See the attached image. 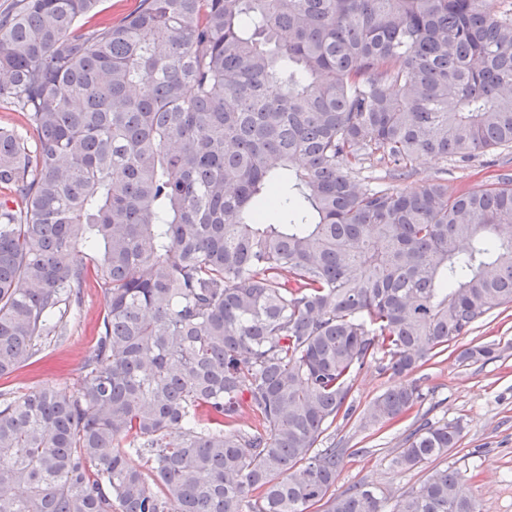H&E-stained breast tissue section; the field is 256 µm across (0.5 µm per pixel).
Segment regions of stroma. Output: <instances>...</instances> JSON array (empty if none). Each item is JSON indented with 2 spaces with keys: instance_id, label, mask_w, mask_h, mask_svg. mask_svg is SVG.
<instances>
[{
  "instance_id": "35a3bbf8",
  "label": "stroma",
  "mask_w": 512,
  "mask_h": 512,
  "mask_svg": "<svg viewBox=\"0 0 512 512\" xmlns=\"http://www.w3.org/2000/svg\"><path fill=\"white\" fill-rule=\"evenodd\" d=\"M501 173L512 174V146L466 162L455 157L427 156L417 163L415 173L403 180L391 178L385 163L368 162L356 179L365 187L399 191L416 190L431 180L443 181L452 190H471ZM107 307L101 288L92 285L83 289L79 307L63 318L64 335L41 339L37 362L0 380V391L13 397L45 385L67 389L76 386ZM484 343L496 345L497 358L459 362L460 350ZM414 378L423 394L418 414L434 422H457L462 426L456 447L437 459L434 466L462 472L478 512H512V306L495 310L469 335L450 343L447 353L420 367ZM398 383V378L382 371L379 363L368 364L354 380L352 396L357 408H364ZM413 422L414 418L408 416L381 430L362 427L355 417L333 424L328 438L345 451L337 491L365 478L395 496L417 488L430 467L407 470L393 462Z\"/></svg>"
}]
</instances>
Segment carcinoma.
<instances>
[{"instance_id": "1", "label": "carcinoma", "mask_w": 512, "mask_h": 512, "mask_svg": "<svg viewBox=\"0 0 512 512\" xmlns=\"http://www.w3.org/2000/svg\"><path fill=\"white\" fill-rule=\"evenodd\" d=\"M98 2L0 13V97L39 137L0 128V378L89 279L109 298L75 387L0 402V512H477L448 467L391 508L369 481L338 494L321 444L365 365L405 382L359 418L395 422L413 373L512 304V176L354 177L512 145V9L141 0L77 33ZM461 432L425 420L394 463Z\"/></svg>"}]
</instances>
